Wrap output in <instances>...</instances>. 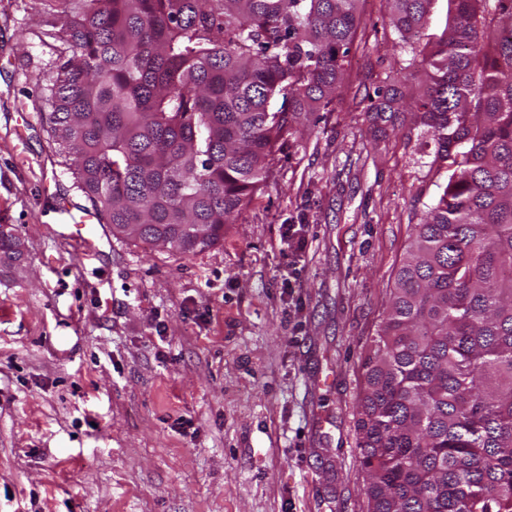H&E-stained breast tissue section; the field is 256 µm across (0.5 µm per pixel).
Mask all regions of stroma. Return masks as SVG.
Masks as SVG:
<instances>
[{
    "label": "stroma",
    "instance_id": "35a3bbf8",
    "mask_svg": "<svg viewBox=\"0 0 512 512\" xmlns=\"http://www.w3.org/2000/svg\"><path fill=\"white\" fill-rule=\"evenodd\" d=\"M379 20L366 0L335 111L182 255L74 240L92 208L49 129L51 28L0 0V512H368L364 363L437 179L422 129L358 106L404 56Z\"/></svg>",
    "mask_w": 512,
    "mask_h": 512
}]
</instances>
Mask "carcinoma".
Segmentation results:
<instances>
[{
	"label": "carcinoma",
	"mask_w": 512,
	"mask_h": 512,
	"mask_svg": "<svg viewBox=\"0 0 512 512\" xmlns=\"http://www.w3.org/2000/svg\"><path fill=\"white\" fill-rule=\"evenodd\" d=\"M57 20L52 133L105 223L224 238L303 112H334L364 0H35ZM381 0L407 57L364 111L425 127L447 179L364 364L369 512H512V0Z\"/></svg>",
	"instance_id": "obj_1"
}]
</instances>
